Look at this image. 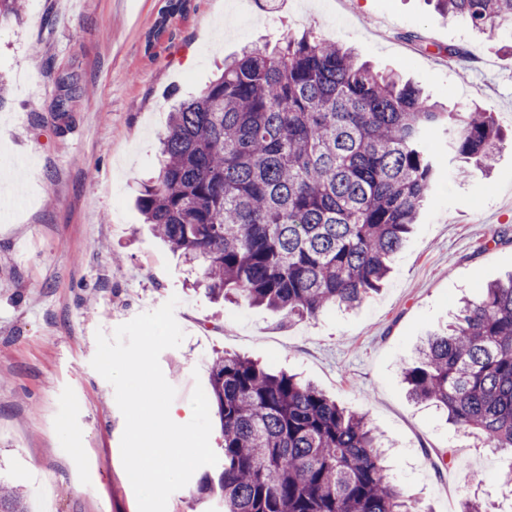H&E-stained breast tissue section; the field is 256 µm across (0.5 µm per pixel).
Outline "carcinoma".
Here are the masks:
<instances>
[{"label": "carcinoma", "instance_id": "cac0c4a2", "mask_svg": "<svg viewBox=\"0 0 512 512\" xmlns=\"http://www.w3.org/2000/svg\"><path fill=\"white\" fill-rule=\"evenodd\" d=\"M435 2L480 33L512 30V0ZM502 143L486 110L449 111L337 42L287 34L244 49L173 108L137 205L172 251L202 266L212 297L316 318L379 290L447 161L484 176ZM403 378L411 399L511 454L512 277L464 302ZM209 383L224 466L199 498L223 512H422L387 472L365 415L237 355L216 359ZM471 483L512 484V469ZM0 512H30L8 482Z\"/></svg>", "mask_w": 512, "mask_h": 512}]
</instances>
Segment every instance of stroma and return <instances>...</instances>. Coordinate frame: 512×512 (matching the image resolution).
<instances>
[{"mask_svg": "<svg viewBox=\"0 0 512 512\" xmlns=\"http://www.w3.org/2000/svg\"><path fill=\"white\" fill-rule=\"evenodd\" d=\"M28 0L0 20V476L32 512H138L114 389L91 360L96 331L171 297L185 338L159 363L189 403L213 361L246 356L299 374L367 416L390 474L432 512L466 497L512 512V487L470 484L512 470L497 452L406 395L402 366L462 299L512 273V33L475 35L427 0ZM313 30L430 101L478 105L507 137L489 177L437 185L378 294L353 311L288 322L212 301L199 268L165 247L135 205L176 101L197 95L243 46ZM448 46L470 57L454 64ZM445 466H435L437 455Z\"/></svg>", "mask_w": 512, "mask_h": 512, "instance_id": "stroma-1", "label": "stroma"}]
</instances>
